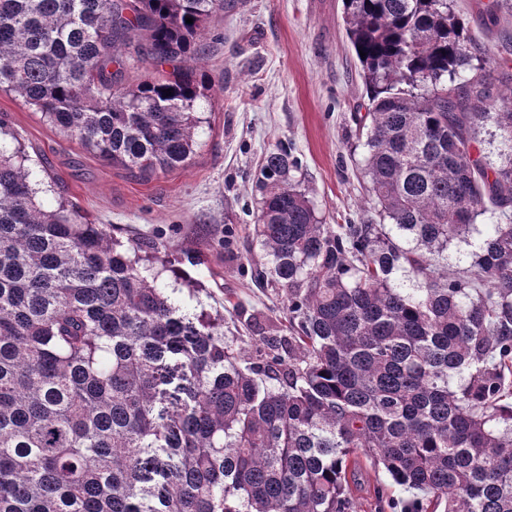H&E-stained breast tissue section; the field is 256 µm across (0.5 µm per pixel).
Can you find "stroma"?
Segmentation results:
<instances>
[{
	"instance_id": "stroma-1",
	"label": "stroma",
	"mask_w": 512,
	"mask_h": 512,
	"mask_svg": "<svg viewBox=\"0 0 512 512\" xmlns=\"http://www.w3.org/2000/svg\"><path fill=\"white\" fill-rule=\"evenodd\" d=\"M455 10L478 46L503 62L486 83L491 102L503 106L512 16L497 14L490 24L494 0H455ZM342 15V0H234L208 19L201 54L132 71L131 79L144 80L191 68L210 87L199 148L185 165L147 180L87 152L16 93H0V118L23 143L33 175L55 178L45 206L72 200L120 239L157 245L172 262L161 281L175 304L223 315L225 335L274 336L286 324L282 299L253 279L266 260L254 235L265 153L291 149L297 177L327 223L376 216L355 136L354 114L367 98ZM491 221L478 217L467 241L449 246V277L464 275ZM354 496L358 512H400L411 493L366 460Z\"/></svg>"
}]
</instances>
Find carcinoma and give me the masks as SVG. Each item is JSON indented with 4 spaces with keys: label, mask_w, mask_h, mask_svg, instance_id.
Listing matches in <instances>:
<instances>
[{
    "label": "carcinoma",
    "mask_w": 512,
    "mask_h": 512,
    "mask_svg": "<svg viewBox=\"0 0 512 512\" xmlns=\"http://www.w3.org/2000/svg\"><path fill=\"white\" fill-rule=\"evenodd\" d=\"M226 7L0 0V91L142 179L176 169L208 86L123 79L197 55ZM343 22L369 192L407 246L323 223L297 159L267 152L255 277L284 293L286 336L239 345L223 316L181 310L158 248L44 208L0 130V512H357L359 453L416 512H512V108L485 90L500 63L453 0H347ZM487 121L498 166L478 148ZM485 213L467 278H448L444 251Z\"/></svg>",
    "instance_id": "1"
}]
</instances>
